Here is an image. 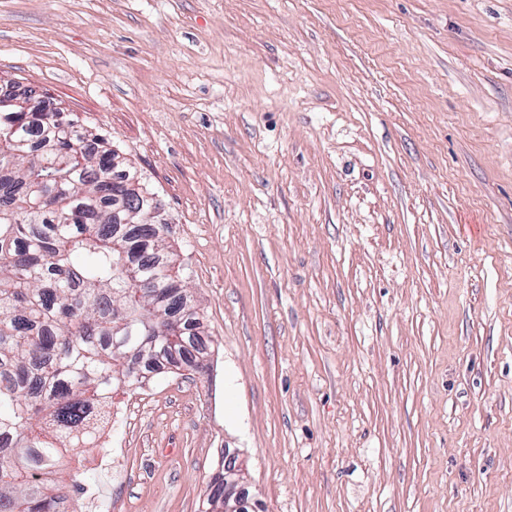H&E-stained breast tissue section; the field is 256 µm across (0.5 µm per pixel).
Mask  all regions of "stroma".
<instances>
[{"label": "stroma", "mask_w": 512, "mask_h": 512, "mask_svg": "<svg viewBox=\"0 0 512 512\" xmlns=\"http://www.w3.org/2000/svg\"><path fill=\"white\" fill-rule=\"evenodd\" d=\"M0 79L158 193L212 367L118 400L112 512H512V0H0ZM224 487L219 485L214 490L213 479L210 483L211 496L206 500V512H215L217 506L215 501L224 494V511L225 512H239L246 507V491L241 484L242 464L239 461V452L230 448L224 449Z\"/></svg>", "instance_id": "stroma-1"}]
</instances>
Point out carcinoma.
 Returning <instances> with one entry per match:
<instances>
[{
  "label": "carcinoma",
  "mask_w": 512,
  "mask_h": 512,
  "mask_svg": "<svg viewBox=\"0 0 512 512\" xmlns=\"http://www.w3.org/2000/svg\"><path fill=\"white\" fill-rule=\"evenodd\" d=\"M161 203L72 112L0 108V512H82L49 486L62 449L95 448L118 392L200 366Z\"/></svg>",
  "instance_id": "carcinoma-1"
}]
</instances>
